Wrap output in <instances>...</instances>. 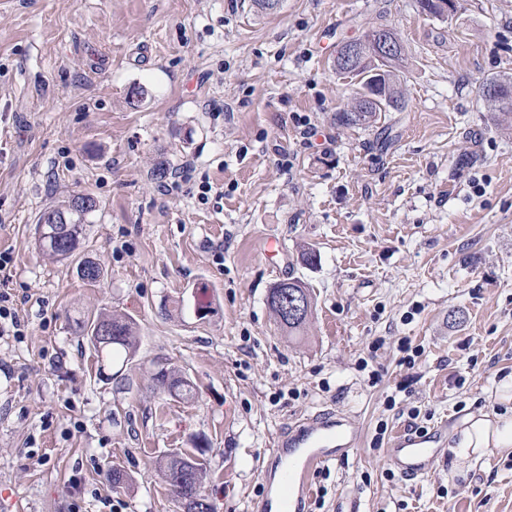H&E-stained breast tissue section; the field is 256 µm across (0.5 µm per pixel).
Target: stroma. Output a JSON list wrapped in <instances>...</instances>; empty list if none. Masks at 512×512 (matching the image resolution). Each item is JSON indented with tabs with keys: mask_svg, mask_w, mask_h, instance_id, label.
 Instances as JSON below:
<instances>
[{
	"mask_svg": "<svg viewBox=\"0 0 512 512\" xmlns=\"http://www.w3.org/2000/svg\"><path fill=\"white\" fill-rule=\"evenodd\" d=\"M370 28L405 49V105L348 128L353 81L333 61ZM506 76L512 0L447 17L417 0H0V251L26 330L0 338V502L185 512L158 463L202 444L213 512H252L276 433L335 411L360 444L317 471L308 512H512V453L461 448L512 377V125L482 96ZM79 193L96 201L94 286L38 247L42 212ZM291 278L313 300L300 336L267 303ZM112 313L138 342L105 381L77 324ZM161 366L192 401L157 387ZM414 409L448 425L447 458L415 482L378 436Z\"/></svg>",
	"mask_w": 512,
	"mask_h": 512,
	"instance_id": "obj_1",
	"label": "stroma"
}]
</instances>
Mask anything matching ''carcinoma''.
Listing matches in <instances>:
<instances>
[{"instance_id":"cac0c4a2","label":"carcinoma","mask_w":512,"mask_h":512,"mask_svg":"<svg viewBox=\"0 0 512 512\" xmlns=\"http://www.w3.org/2000/svg\"><path fill=\"white\" fill-rule=\"evenodd\" d=\"M405 53L399 50L396 58L387 61L384 68H379L378 60L370 46L363 48L362 56L357 65L348 70V73L360 78V91L368 90L374 96L370 108L358 114L340 111L336 113V122L341 126H359L369 124L376 120L379 112H393L402 110L398 101L403 99L400 89L401 76L405 69ZM381 72H376V69ZM486 85L498 90L500 99L493 105L492 111L506 117H512V78H493ZM96 202L87 195L73 197L67 205L45 210L39 224L43 227L39 238V247L43 253L56 258H70L75 256L83 235L86 215L94 210ZM77 273L87 284L94 286L100 281L102 270L98 263L89 257H81L77 261ZM301 293L311 298L309 288L300 279H290L276 284L270 289L267 302L273 311L280 327L290 336L299 335L307 323L308 315L288 320L281 316L277 299L287 293ZM80 330L86 336L94 350L99 364V376L105 380L112 379V375L105 374V370L112 369L116 363L128 362L136 348V334L132 319L121 315L101 316L87 321ZM158 386L167 393L182 401L193 398V389L190 382L175 373L160 368L154 374ZM205 449L199 448L193 454L175 453L164 457L160 463V470L164 481H169L173 471L183 466L190 472L189 480L184 487L186 512H196L195 501L191 497L203 496L202 482L205 473Z\"/></svg>"}]
</instances>
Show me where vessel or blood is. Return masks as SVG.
Listing matches in <instances>:
<instances>
[{"label": "vessel or blood", "mask_w": 512, "mask_h": 512, "mask_svg": "<svg viewBox=\"0 0 512 512\" xmlns=\"http://www.w3.org/2000/svg\"><path fill=\"white\" fill-rule=\"evenodd\" d=\"M358 444L349 417L324 412L281 431L266 471L264 493L254 512H307L312 478L325 465L345 459ZM448 430L440 425L424 432L401 429L393 436L387 460L402 479L425 477L438 457L447 455Z\"/></svg>", "instance_id": "vessel-or-blood-1"}]
</instances>
